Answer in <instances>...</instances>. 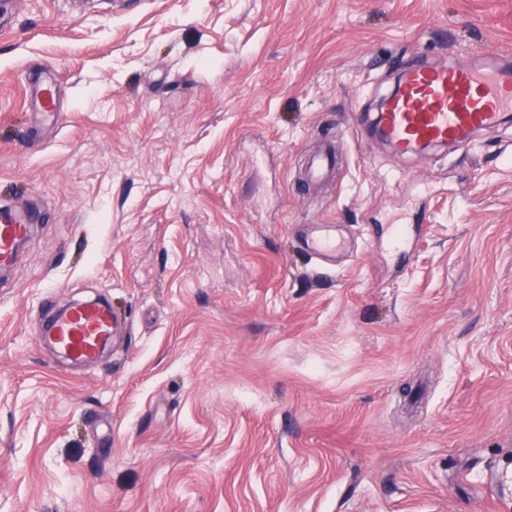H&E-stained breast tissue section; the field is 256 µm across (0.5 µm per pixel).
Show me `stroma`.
Masks as SVG:
<instances>
[{"label": "stroma", "instance_id": "stroma-1", "mask_svg": "<svg viewBox=\"0 0 512 512\" xmlns=\"http://www.w3.org/2000/svg\"><path fill=\"white\" fill-rule=\"evenodd\" d=\"M508 50L512 0H0V199L40 216L0 278V512H512V122L371 134L417 56ZM99 294L77 368L39 325ZM316 228V232L305 240L308 254L324 260L345 248V241L336 234V227L333 224H320Z\"/></svg>", "mask_w": 512, "mask_h": 512}]
</instances>
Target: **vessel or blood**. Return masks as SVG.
Segmentation results:
<instances>
[{
    "instance_id": "obj_1",
    "label": "vessel or blood",
    "mask_w": 512,
    "mask_h": 512,
    "mask_svg": "<svg viewBox=\"0 0 512 512\" xmlns=\"http://www.w3.org/2000/svg\"><path fill=\"white\" fill-rule=\"evenodd\" d=\"M512 112V65L491 54L479 66H433L417 61L402 73V82L384 112L376 119L383 138L402 153H414L424 144H469L481 129L500 125ZM34 218L29 210H0V267L11 266L17 244ZM308 254L318 258L341 251L342 237L331 224L319 225L306 239ZM118 327L114 312L98 304L57 309L47 331L50 344L77 364L95 362L101 347Z\"/></svg>"
}]
</instances>
